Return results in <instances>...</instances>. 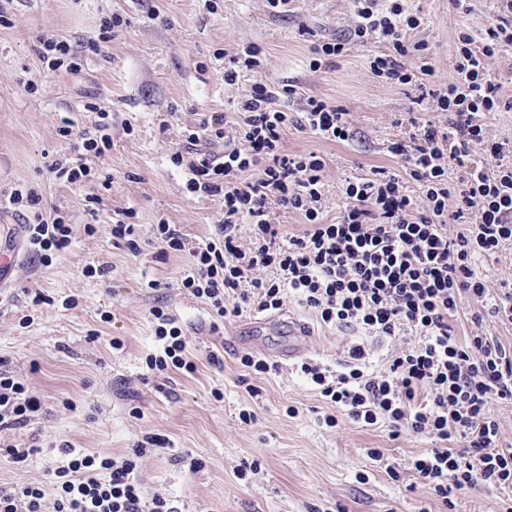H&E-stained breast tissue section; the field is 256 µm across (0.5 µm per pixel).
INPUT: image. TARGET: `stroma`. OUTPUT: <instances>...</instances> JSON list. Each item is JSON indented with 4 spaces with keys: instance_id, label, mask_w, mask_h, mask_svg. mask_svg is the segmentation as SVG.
Segmentation results:
<instances>
[{
    "instance_id": "35a3bbf8",
    "label": "stroma",
    "mask_w": 512,
    "mask_h": 512,
    "mask_svg": "<svg viewBox=\"0 0 512 512\" xmlns=\"http://www.w3.org/2000/svg\"><path fill=\"white\" fill-rule=\"evenodd\" d=\"M467 11L450 0H409L424 18L412 40L428 45L436 78H452L456 38L463 28L484 29L498 14L496 0H467ZM120 18L99 52L87 50L106 20ZM353 0H293L285 15L270 13L266 0H12L0 16V237L24 235L35 213L61 211L72 224L69 251L48 261H31L21 250L10 287L0 288V369L23 377L43 409L29 424L0 431V445L30 449L17 463L0 454V488L42 487L44 512H54L57 447L70 442L87 453L120 458L144 435L164 438L166 448L138 462L145 495L169 493L186 512H447L423 487L411 460L428 448L427 439L392 435L387 426L364 428L344 411L336 427L322 425L327 413L319 393L297 365H278L269 374L239 380L240 356L267 357L288 340L279 329L266 331L253 346L247 318L214 325L212 312L179 288L189 264L183 252L162 253L154 245L159 220L180 225L193 242L211 236L224 218L221 197L191 194L184 169L171 155L187 128L213 115L232 113L255 76L272 84H293L348 112L352 140L328 141L289 130L292 153L313 152L325 161L324 215L335 219L337 189L383 168L399 171L388 150L404 138L401 113L415 111L402 86L373 76L368 58L384 52L371 41L352 47L335 65L309 68L313 40L350 33ZM54 33L66 39L81 70L50 72L38 58V38ZM262 50L261 71L224 81L229 57L249 44ZM95 103L110 113L112 148L88 160V181L54 179L53 160L86 158L85 132L94 128ZM73 122L61 136L62 118ZM111 173L110 189L98 175ZM33 189L37 205L13 204L11 192ZM133 211L141 226V251L113 243L107 231L113 217ZM96 225L86 234L85 225ZM105 266V276H87ZM158 281V289L147 281ZM44 304L33 305L34 294ZM160 306L182 325L191 374L170 372L163 381L145 376L146 356L155 352L150 310ZM287 315L308 323L313 335L308 360L343 369L352 345L371 352L380 368L388 352L408 345L371 338L354 326L322 324L315 313L288 300ZM120 339L122 349L112 347ZM222 365H213L210 354ZM262 390L250 398L246 384ZM139 408V417L129 414ZM255 414L242 423L243 411ZM381 450L378 463L369 449ZM259 460L256 472L238 478L241 463Z\"/></svg>"
}]
</instances>
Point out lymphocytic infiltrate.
Returning <instances> with one entry per match:
<instances>
[{"label":"lymphocytic infiltrate","instance_id":"lymphocytic-infiltrate-1","mask_svg":"<svg viewBox=\"0 0 512 512\" xmlns=\"http://www.w3.org/2000/svg\"><path fill=\"white\" fill-rule=\"evenodd\" d=\"M500 10L483 38L459 31L452 81L433 79L428 47L409 35L421 19L406 0H355L348 37L315 44L312 71L334 65L351 45L374 39L385 45L372 55L371 73L391 84L413 87V104L443 114L442 122L409 115L407 139L391 143L401 172L382 168L338 188L336 220L325 221L324 160L315 153L285 148L287 129L329 141L352 138L348 112L307 97L289 111L295 86L255 79L233 117L218 116L187 130L173 165L189 174L190 192L222 196L224 220L214 233L189 243L179 225L159 221L153 234L163 251L191 258L181 286L204 301L216 318L281 309L288 299L313 310L323 324L353 325L365 335L414 341L391 352L385 364L368 370L364 346L351 348V362L333 370L305 362L300 373L331 406L321 419L337 425L335 410L362 427L385 425L393 434L421 436L431 443L411 462L421 484L446 508L454 495L476 485L502 493L501 512H512V448L502 447L494 405L512 402V347L487 335L481 314L470 317L468 336L451 324L463 297L489 303L498 322L512 325V279L490 290L477 269L512 243V146L491 138L485 119L512 110L501 83L487 70L489 58L512 48V0ZM416 57L410 67L406 58ZM224 144L217 158L200 153V142ZM458 174L449 182V171ZM419 196L407 190L408 182ZM303 219L298 234L285 236L275 210ZM462 225L452 234L449 224ZM248 246H241V232ZM33 258L63 252L73 228L63 217L28 225ZM159 351L147 355L149 372L191 373L184 331L177 319L151 311ZM42 408L23 379L0 371V430L31 422ZM163 447L156 436L136 443L114 459L61 444L65 465L57 468L54 512H183L181 502L161 494L145 497L137 477L148 446Z\"/></svg>","mask_w":512,"mask_h":512}]
</instances>
